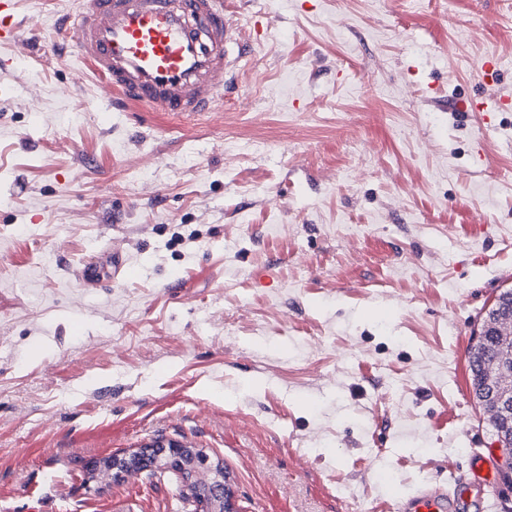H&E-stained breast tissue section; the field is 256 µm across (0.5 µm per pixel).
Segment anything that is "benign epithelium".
Segmentation results:
<instances>
[{"label": "benign epithelium", "mask_w": 512, "mask_h": 512, "mask_svg": "<svg viewBox=\"0 0 512 512\" xmlns=\"http://www.w3.org/2000/svg\"><path fill=\"white\" fill-rule=\"evenodd\" d=\"M483 329L497 331L502 346L512 345V313L504 315L500 305L491 308ZM474 372L484 413L495 424L507 419L506 430L495 429L494 447L501 451V475L512 478V356L505 352L494 357L482 356L474 364ZM205 468L211 477L202 480L199 475ZM152 471L176 474L193 512H238L233 494L224 483L223 464H209L202 451L183 443L171 442L156 450L140 449L108 457L98 461L94 468V474L102 480Z\"/></svg>", "instance_id": "7a95c632"}]
</instances>
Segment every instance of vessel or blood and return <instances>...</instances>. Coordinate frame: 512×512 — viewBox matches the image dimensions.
Masks as SVG:
<instances>
[{
	"mask_svg": "<svg viewBox=\"0 0 512 512\" xmlns=\"http://www.w3.org/2000/svg\"><path fill=\"white\" fill-rule=\"evenodd\" d=\"M77 57L128 110L205 116L224 105V76L249 49L232 39L224 0H80L57 20ZM16 0H0V43L21 36ZM405 512H446L447 497L404 502Z\"/></svg>",
	"mask_w": 512,
	"mask_h": 512,
	"instance_id": "obj_1",
	"label": "vessel or blood"
}]
</instances>
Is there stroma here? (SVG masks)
Returning a JSON list of instances; mask_svg holds the SVG:
<instances>
[{
	"instance_id": "35a3bbf8",
	"label": "stroma",
	"mask_w": 512,
	"mask_h": 512,
	"mask_svg": "<svg viewBox=\"0 0 512 512\" xmlns=\"http://www.w3.org/2000/svg\"><path fill=\"white\" fill-rule=\"evenodd\" d=\"M221 112L113 107L56 18L0 48V512H190L179 441L238 512H501L468 363L512 288V0H224ZM495 55L492 79L481 64ZM195 241H188V234ZM119 253L127 273L77 276ZM126 455L99 460L94 474L102 480H113L131 473L163 471L175 473L182 484L185 497L193 512H238L232 492L224 483L222 463L208 465V458L197 448L170 442L156 444ZM161 448V449H153ZM209 468L212 476L199 479L202 469ZM398 510H412L411 512H445L448 509V497L442 495L432 499L426 495L413 496L398 505Z\"/></svg>"
}]
</instances>
